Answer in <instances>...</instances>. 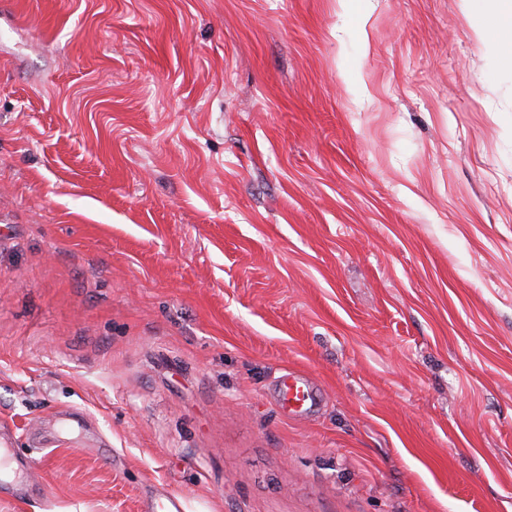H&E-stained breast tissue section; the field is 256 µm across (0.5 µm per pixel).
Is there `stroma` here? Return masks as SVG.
Listing matches in <instances>:
<instances>
[{"instance_id": "35a3bbf8", "label": "stroma", "mask_w": 512, "mask_h": 512, "mask_svg": "<svg viewBox=\"0 0 512 512\" xmlns=\"http://www.w3.org/2000/svg\"><path fill=\"white\" fill-rule=\"evenodd\" d=\"M492 10L0 0V512H512ZM279 402L281 407L303 404L309 399L308 390L303 379L293 373L285 375L279 383Z\"/></svg>"}]
</instances>
